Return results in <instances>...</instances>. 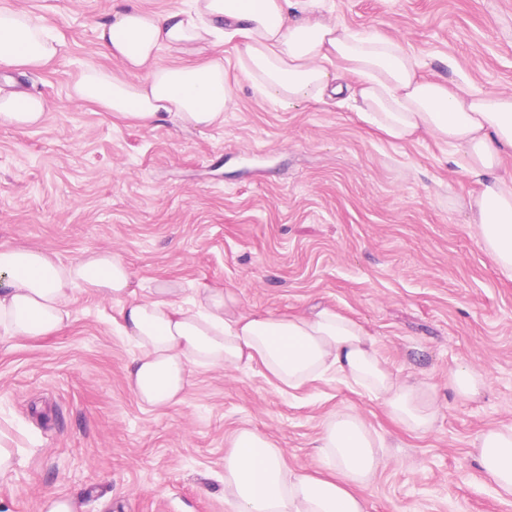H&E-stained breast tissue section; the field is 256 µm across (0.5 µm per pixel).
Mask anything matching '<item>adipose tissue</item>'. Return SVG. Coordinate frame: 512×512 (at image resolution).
Segmentation results:
<instances>
[{
	"instance_id": "ef3b65f1",
	"label": "adipose tissue",
	"mask_w": 512,
	"mask_h": 512,
	"mask_svg": "<svg viewBox=\"0 0 512 512\" xmlns=\"http://www.w3.org/2000/svg\"><path fill=\"white\" fill-rule=\"evenodd\" d=\"M96 28L99 47L124 74L87 67L76 93L113 117L141 126L223 123L234 91L222 59L181 66L157 59L235 40L234 66L261 97L290 107L347 93L361 118L388 138L424 135L447 145L479 187L471 202L479 241L512 279V175L500 173L512 157L511 93H461L448 81L423 78L409 45L337 22L328 0H189L164 12L129 4ZM60 48L57 34L29 13L0 9V65L40 69ZM45 111L39 96L0 93V125L34 127ZM77 291L119 306V333L137 349L126 380L144 407L180 404L194 371L256 364L291 392L328 376L359 386L414 433L429 432L438 416L436 387L402 380L363 326L336 310L257 317L232 289L203 287L185 301L181 284L170 280L155 281L141 297L130 266L107 249L65 262L35 245L0 244V339L56 335ZM385 446L358 413L335 410L319 438L323 469L297 472L270 438L240 428L224 457V500L231 512H364L359 490L377 472ZM475 447L486 481L512 496V426L483 431Z\"/></svg>"
}]
</instances>
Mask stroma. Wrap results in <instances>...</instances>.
<instances>
[{
  "instance_id": "35a3bbf8",
  "label": "stroma",
  "mask_w": 512,
  "mask_h": 512,
  "mask_svg": "<svg viewBox=\"0 0 512 512\" xmlns=\"http://www.w3.org/2000/svg\"><path fill=\"white\" fill-rule=\"evenodd\" d=\"M114 0H0L63 39L58 56L12 81L45 99L40 126L0 125V243L75 260L109 249L141 287L234 289L255 315L336 309L375 340L400 378L436 385L440 413L423 435L333 381L290 396L260 367L200 370L181 404L141 407L126 382L132 348L119 309L84 293L56 335L0 342V432L22 463L0 478V512H42L46 494L81 512H229L224 455L248 426L283 448L292 469L319 466L331 410L348 406L386 436L385 463L362 490L365 512H512L482 476L473 442L512 425V281L469 226L476 187L433 140H391L352 103L282 108L256 95L222 57L235 89L224 122L143 128L80 102L75 86L103 56L96 24ZM355 30L403 39L424 75L458 89L512 93V0H333ZM487 375L470 400L449 367Z\"/></svg>"
}]
</instances>
